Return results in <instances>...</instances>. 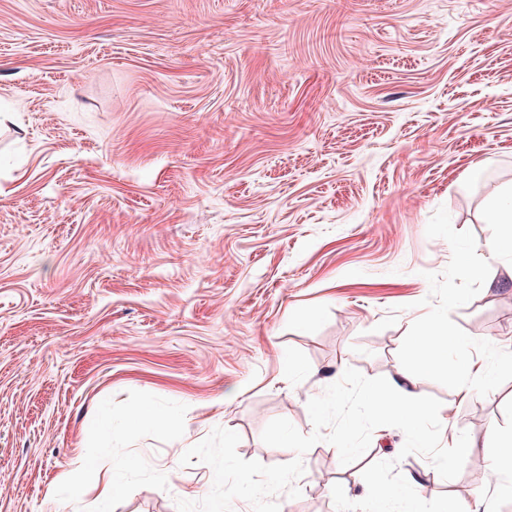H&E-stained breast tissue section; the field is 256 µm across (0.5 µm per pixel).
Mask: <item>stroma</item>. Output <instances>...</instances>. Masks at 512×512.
<instances>
[{
	"instance_id": "stroma-1",
	"label": "stroma",
	"mask_w": 512,
	"mask_h": 512,
	"mask_svg": "<svg viewBox=\"0 0 512 512\" xmlns=\"http://www.w3.org/2000/svg\"><path fill=\"white\" fill-rule=\"evenodd\" d=\"M511 185L512 0H0V512H177L212 488L180 459L217 427L294 459L271 420L311 434L349 368L401 382L451 259L434 212L486 255ZM451 317L512 351L505 261ZM413 392L468 432L459 476L382 426L348 465L312 446L280 512H336L334 484L361 500L392 459L422 499L512 512V381ZM86 452L109 501L51 489Z\"/></svg>"
}]
</instances>
